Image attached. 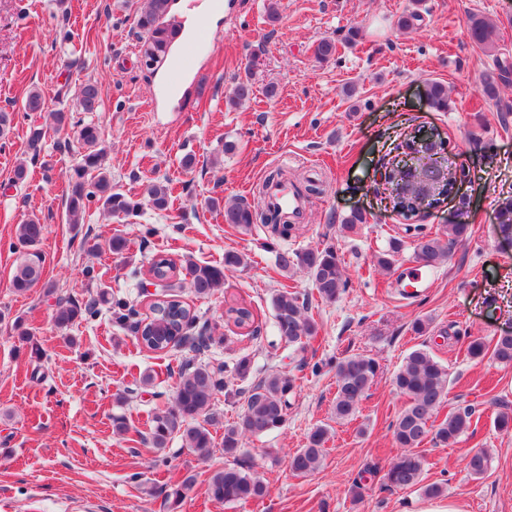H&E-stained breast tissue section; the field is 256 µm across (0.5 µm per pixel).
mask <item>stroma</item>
Here are the masks:
<instances>
[{
  "mask_svg": "<svg viewBox=\"0 0 512 512\" xmlns=\"http://www.w3.org/2000/svg\"><path fill=\"white\" fill-rule=\"evenodd\" d=\"M267 6L268 0H229L225 12L207 16L198 80L171 101L162 94L171 62L155 71L140 62L133 0H0V112L12 118L0 137V512H426L436 502L455 512H512V432L494 425L495 400L512 404V365L466 353L472 337L512 333V291L505 288L512 282V240L496 223L500 204L512 198V113L498 106L512 101V84L500 86L494 100L482 93L494 58L512 61V0H425L422 21L405 30L396 21L411 0H279L274 24ZM476 15L497 27L494 52L469 37ZM355 29L360 37H352ZM323 38L336 42L326 61L314 55ZM257 45L264 52L255 61L250 52ZM248 69L253 99L228 106ZM88 80L104 89L96 112L81 111L74 96ZM430 80L447 86V110L428 105L423 90ZM270 86L275 96L267 95ZM32 89L74 120L65 131H47L37 153L28 147L34 115L24 109ZM88 122L101 131L113 184L139 199L149 184L169 181V210L111 217L93 206L71 229L65 186L75 157L67 145L77 124ZM418 128L435 130L449 160L465 172L461 198H448L418 221L432 232L462 222L471 236L435 268L428 288L406 298L402 290L418 265L413 246L391 271L376 263L405 228L380 176L396 144ZM228 142L233 151H225ZM188 154L196 157L190 172L182 168ZM20 166L26 177L19 183ZM278 169L296 189L310 181L321 188L309 196L301 229L291 236L271 238L259 223L242 231L207 207L211 197L256 202L258 187ZM355 210L366 223L340 233ZM32 216L46 226V284L19 295L10 286L16 227ZM116 233L129 241L126 258L108 250ZM317 245L335 248L349 279L333 302L320 299L306 274L276 264L278 250ZM228 251L246 263L226 275L223 287L205 299L182 292L211 327L214 343L200 360L230 366L246 355L254 377L280 370L297 379L284 426L243 439L239 462L269 492L241 504L206 493L209 477L224 465L223 448L202 457L176 438L158 455L112 433L116 416L147 430L151 412L171 403L188 349L159 355L139 348L105 308L67 330L53 322L57 297L82 300L101 289L135 299L148 315L162 293L148 274L156 254L218 263ZM88 265L98 279L83 276ZM282 289L305 299L318 325L305 351L278 340L272 298ZM234 302L252 310L257 333L227 323L225 310ZM18 318L39 355L14 330ZM418 318L430 322L422 336L412 329ZM424 345L448 368L449 405L470 406L479 418L453 445H421L424 483L446 487L437 499L416 488L386 489L381 476L397 453L390 425L404 403L393 377L404 357ZM358 354L375 358L380 371L354 416L339 420L332 413L336 364ZM142 373L153 375L152 385L137 383ZM319 425L329 430L320 469L292 476L289 455ZM478 451L490 459L479 479L465 467ZM189 475L193 483L182 487ZM176 487L182 498L172 511L166 496Z\"/></svg>",
  "mask_w": 512,
  "mask_h": 512,
  "instance_id": "stroma-1",
  "label": "stroma"
}]
</instances>
